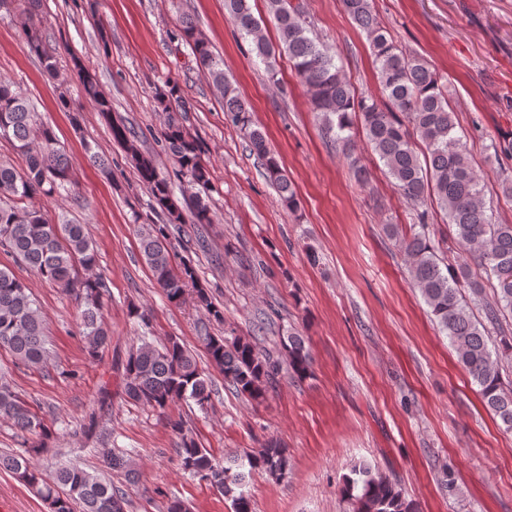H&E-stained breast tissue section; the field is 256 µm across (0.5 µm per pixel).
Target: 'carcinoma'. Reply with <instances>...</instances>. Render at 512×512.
I'll list each match as a JSON object with an SVG mask.
<instances>
[{
	"mask_svg": "<svg viewBox=\"0 0 512 512\" xmlns=\"http://www.w3.org/2000/svg\"><path fill=\"white\" fill-rule=\"evenodd\" d=\"M14 2L31 22L25 32L29 53L40 60L50 77H56L54 51L36 28L41 0ZM342 5L369 38L382 92L379 100L355 97L335 55L312 31L297 0H269L279 32L277 44L266 39L249 0H224L236 31L250 42L251 53L265 65L269 80L277 85L276 58L288 53L313 111L320 114L326 134L341 147L355 174L361 175L362 169L358 158L352 156L350 131L353 116L358 114L370 147L400 194L415 207L434 197L465 253L495 280L494 299L487 302L481 286L471 280L467 262L444 269L425 230L407 235L400 233L397 224L386 225L388 236L398 242L408 264L412 287L420 292L430 315L448 337L458 363L478 388L485 406L504 430L512 432V385L502 380L504 364H512V336L492 340L473 313L475 307H482L492 325L499 324L502 316H512V224H498L487 213L481 178L470 164L462 137L457 135L454 112L449 109L439 74L394 45L377 20L372 0H342ZM178 35L190 47L196 64L208 73L224 101L227 117L262 159L265 176L281 204L289 209L296 207L295 190L279 160L263 132L255 127L248 103L224 74V58L213 52L192 17H180ZM83 89L85 97L108 121L112 140L123 149L162 214V223L139 231L140 252L156 286L175 304L192 290L198 306L215 322H224L223 311L199 283L192 261L186 258L177 265L172 262L170 230L182 228L188 218L194 224L213 223L209 201L199 192L181 199L174 196L167 178L158 171L155 157L141 149L134 131L112 118V103L93 76H84ZM155 97L163 112L187 111L175 84L156 88ZM0 136L12 141L25 157V168L20 171L9 163H0V249L75 297L81 308L80 334L88 356L95 359L110 343V335L104 320L107 285L92 273L97 264L94 243L86 225L68 219L53 223L33 205L36 198L50 196L72 181L73 162L56 146L52 131L41 121L34 103L2 81ZM414 136L426 150L422 159L412 141ZM161 144L163 152L178 165L180 175L207 189L210 169L197 138L186 126L169 121ZM200 337L210 362L224 375L226 383L253 401L264 399L284 368L297 379L312 373L309 351L298 333L281 340L283 362L262 352L250 336L228 341L212 335L204 325ZM0 348L32 368L44 367L52 355V343L45 334L36 301L7 267L0 268ZM122 375L125 396L161 414L181 401L191 400L202 409L210 401L208 377L177 337L157 347L148 336H141L140 343L122 362ZM111 409L112 392L104 387L99 393L98 411L83 424L82 433L95 435L99 417ZM0 417L10 419L28 435L25 453L0 454V472L12 475L46 505L48 512H74L76 505L80 512H127L125 493L114 488L105 476L72 463H61L50 474L44 472L35 457L51 436V428L10 385L2 382ZM170 426L178 437L176 452L182 469L230 501L233 512H251L246 486L252 472H263L275 481L288 473L287 451L274 441L245 455L241 462L225 466L198 446L182 422L174 421ZM98 453L108 470L129 482L138 479L136 463L128 453L116 448H100ZM340 492L351 512H418L395 482L366 462L352 465Z\"/></svg>",
	"mask_w": 512,
	"mask_h": 512,
	"instance_id": "obj_1",
	"label": "carcinoma"
}]
</instances>
